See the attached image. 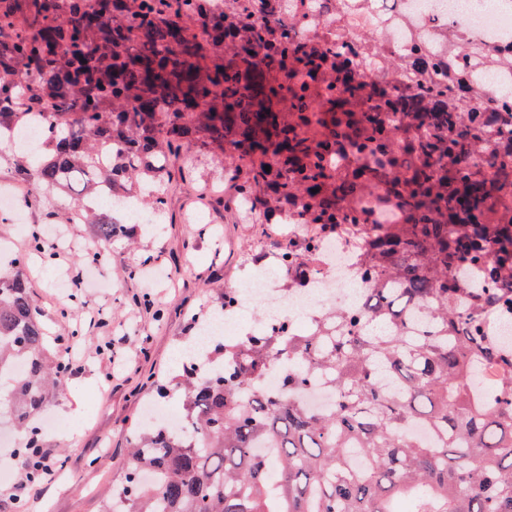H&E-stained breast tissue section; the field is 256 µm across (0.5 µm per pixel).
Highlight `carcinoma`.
<instances>
[{
    "mask_svg": "<svg viewBox=\"0 0 512 512\" xmlns=\"http://www.w3.org/2000/svg\"><path fill=\"white\" fill-rule=\"evenodd\" d=\"M361 19L301 40L272 0H0V128L23 98L54 108L41 162L17 160L26 205L148 185L171 222L167 190L216 141L234 158L212 209L295 208L312 239L293 262L335 232L374 242L361 308L217 340L231 368L174 372L184 435L133 429L101 512H512V346L491 335L512 311V85L471 112L490 50L330 40ZM87 213L101 246L133 231ZM30 288L20 260L0 266V411L28 432L68 385ZM317 377L330 410L298 398Z\"/></svg>",
    "mask_w": 512,
    "mask_h": 512,
    "instance_id": "cac0c4a2",
    "label": "carcinoma"
}]
</instances>
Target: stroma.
Listing matches in <instances>:
<instances>
[{"label": "stroma", "instance_id": "stroma-1", "mask_svg": "<svg viewBox=\"0 0 512 512\" xmlns=\"http://www.w3.org/2000/svg\"><path fill=\"white\" fill-rule=\"evenodd\" d=\"M231 162L229 150L193 148L192 171L168 200L175 223L156 232L138 230L131 242L113 241L108 263L99 268L108 284L101 291L77 285L93 247L86 225L69 221L74 197L59 196L26 210L28 225L68 226L69 262L36 256L28 270L49 338L72 337L83 364L46 408L72 422L74 431L42 428V446L68 464L29 503V512H101L102 493L128 463V427L152 403L158 375L174 366L178 349L198 334L192 317L204 316L221 301L226 284L245 278L287 241L290 225H263L258 211L210 212L199 225L187 218L188 197L201 183L223 182ZM146 261L169 272L170 280L149 284L138 277ZM60 277L76 284L79 305L55 297L52 284ZM110 336L126 342L107 355L99 347Z\"/></svg>", "mask_w": 512, "mask_h": 512}]
</instances>
